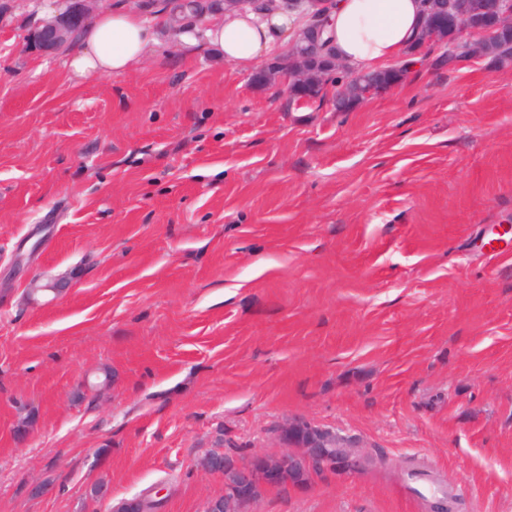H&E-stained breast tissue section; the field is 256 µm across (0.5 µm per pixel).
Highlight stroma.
I'll use <instances>...</instances> for the list:
<instances>
[{
	"instance_id": "1",
	"label": "stroma",
	"mask_w": 512,
	"mask_h": 512,
	"mask_svg": "<svg viewBox=\"0 0 512 512\" xmlns=\"http://www.w3.org/2000/svg\"><path fill=\"white\" fill-rule=\"evenodd\" d=\"M51 7L0 12V512H203L302 422L364 470L250 512H427L417 456L512 512V63L296 108L199 45L75 76Z\"/></svg>"
}]
</instances>
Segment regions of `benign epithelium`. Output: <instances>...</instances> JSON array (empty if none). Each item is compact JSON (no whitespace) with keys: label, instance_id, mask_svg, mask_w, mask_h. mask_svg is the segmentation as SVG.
<instances>
[{"label":"benign epithelium","instance_id":"7a95c632","mask_svg":"<svg viewBox=\"0 0 512 512\" xmlns=\"http://www.w3.org/2000/svg\"><path fill=\"white\" fill-rule=\"evenodd\" d=\"M333 0H224L228 10H289L306 6L310 23L298 31L288 44L295 86L308 84L312 79L311 62L319 53L326 51L321 42ZM90 0H56L60 12L50 20H42L26 35V45L33 51L51 54L66 45L75 31L89 20ZM485 12L489 27L475 30L465 25L455 0H431L425 7L426 43H446L450 37L467 42L472 57H484L490 51L485 34L512 31V0H487ZM359 463L361 458L351 448L337 445L336 437L322 433L312 426L301 423L288 431V447L279 453L261 454L255 464L224 467V495L206 502V512H244L261 484L280 486L295 485V478L310 479L315 467L324 464L338 467L343 459Z\"/></svg>","mask_w":512,"mask_h":512}]
</instances>
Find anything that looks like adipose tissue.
Instances as JSON below:
<instances>
[{
	"label": "adipose tissue",
	"instance_id": "adipose-tissue-1",
	"mask_svg": "<svg viewBox=\"0 0 512 512\" xmlns=\"http://www.w3.org/2000/svg\"><path fill=\"white\" fill-rule=\"evenodd\" d=\"M421 20L420 0H336L330 36L337 58L357 71L374 72L408 60ZM165 23L161 16L151 24L131 10H104L80 29L65 66L78 76L133 72L143 64L148 49L159 44L158 28ZM299 26L295 16L281 12L260 16L230 11L202 30L186 23L179 41L185 48L205 42L225 61L247 71L288 43Z\"/></svg>",
	"mask_w": 512,
	"mask_h": 512
}]
</instances>
